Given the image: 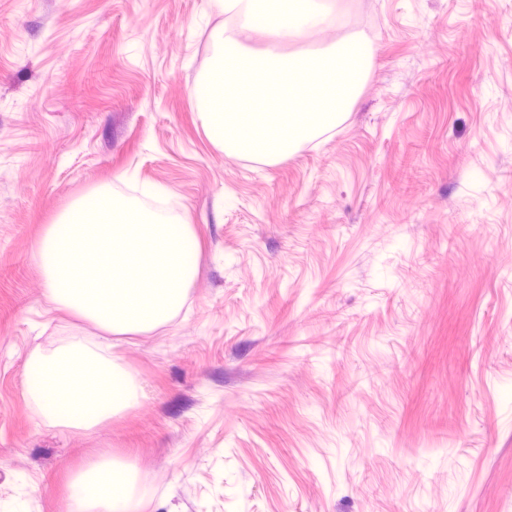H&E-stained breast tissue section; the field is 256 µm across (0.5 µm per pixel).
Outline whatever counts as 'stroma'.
<instances>
[{"mask_svg": "<svg viewBox=\"0 0 512 512\" xmlns=\"http://www.w3.org/2000/svg\"><path fill=\"white\" fill-rule=\"evenodd\" d=\"M299 51L371 50L336 124L224 155L190 95L210 0H0V512H63L93 458L136 512H512V0H334ZM174 198L201 245L182 307L112 350L140 404L42 422L24 364L103 332L44 313L31 260L80 198Z\"/></svg>", "mask_w": 512, "mask_h": 512, "instance_id": "stroma-1", "label": "stroma"}]
</instances>
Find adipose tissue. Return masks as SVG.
<instances>
[{
  "mask_svg": "<svg viewBox=\"0 0 512 512\" xmlns=\"http://www.w3.org/2000/svg\"><path fill=\"white\" fill-rule=\"evenodd\" d=\"M233 13L241 27L262 33L277 27L281 35L303 36L315 27L338 25L328 0H212ZM24 383L34 413L67 430L89 431L133 404L136 384L112 358L108 343L75 340L45 354L31 352ZM139 470L92 464L70 478L66 512H127L134 491L142 489Z\"/></svg>",
  "mask_w": 512,
  "mask_h": 512,
  "instance_id": "ef3b65f1",
  "label": "adipose tissue"
}]
</instances>
